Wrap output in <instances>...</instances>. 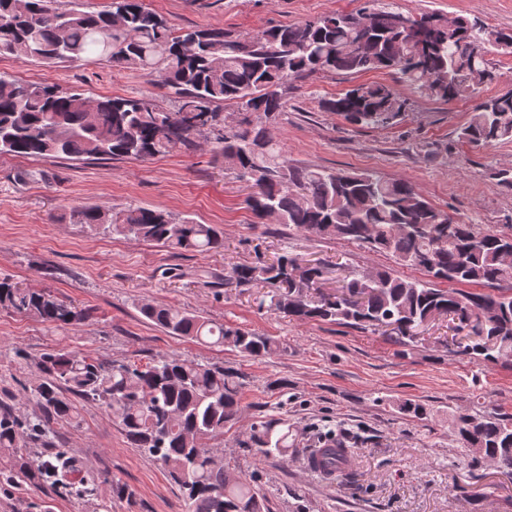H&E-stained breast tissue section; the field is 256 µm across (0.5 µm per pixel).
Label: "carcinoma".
<instances>
[{
  "label": "carcinoma",
  "instance_id": "cac0c4a2",
  "mask_svg": "<svg viewBox=\"0 0 512 512\" xmlns=\"http://www.w3.org/2000/svg\"><path fill=\"white\" fill-rule=\"evenodd\" d=\"M406 18L409 25L399 23ZM512 52V31L437 12L412 16L395 3L367 0L350 13H330L300 24L272 26L247 38L221 29L177 33L141 0H110L92 10L85 0H0V57L22 56L47 65L96 59L159 78L172 94L165 105L146 96L90 98L58 83L25 82L0 75V155L74 160H147L196 147L202 135L224 159V169L254 188L246 203L263 218L293 227L308 238L336 239L386 253L400 265L425 272L417 280L388 269L352 270L325 293L332 265L284 251L273 260L254 248L228 283L268 289L269 307L302 322L371 330L403 347L449 318L465 341L456 356L512 366V228L481 229L455 221L411 183L369 172L322 170L288 164L265 121L286 107L288 85L326 73L395 72L420 93L449 101L471 97L490 84L489 56ZM244 115L221 124L222 107ZM321 107L356 126L389 127L407 103L385 83L357 85ZM458 139L473 146L512 141V91L477 105ZM71 224L100 233L156 243L173 251L220 252L224 232L213 224L176 218L162 208L130 205L118 212L73 205ZM458 284L497 288L470 292ZM32 316L56 326L87 313L49 289L0 277V311ZM142 315L172 336L222 345L259 359L276 341L254 330L214 323L186 310L146 304ZM43 379L32 389L40 415L20 419L0 411V450L29 483L55 482L71 465L62 453L34 469L21 449L52 443L55 426L78 417L74 399L98 402L120 426L128 445L162 467L183 492L185 512H269L267 496L232 474L211 449L241 414L244 382L231 368L179 356L145 364L109 365L66 352L42 355ZM455 440L492 461L512 478V414H457ZM288 423L259 415L247 447L288 454Z\"/></svg>",
  "mask_w": 512,
  "mask_h": 512
}]
</instances>
